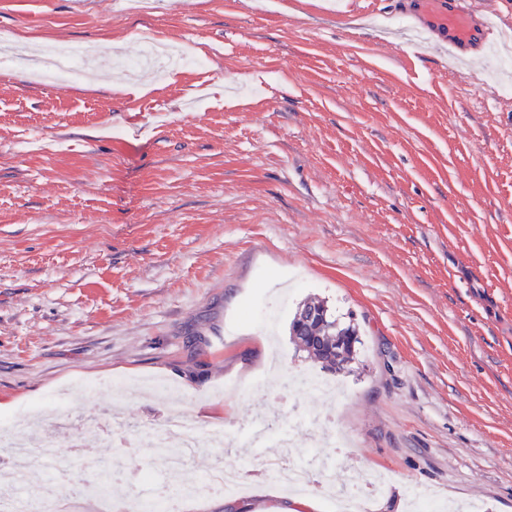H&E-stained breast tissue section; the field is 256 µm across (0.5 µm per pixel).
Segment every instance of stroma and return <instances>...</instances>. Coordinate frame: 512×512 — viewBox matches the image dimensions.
I'll return each instance as SVG.
<instances>
[{
	"label": "stroma",
	"instance_id": "1",
	"mask_svg": "<svg viewBox=\"0 0 512 512\" xmlns=\"http://www.w3.org/2000/svg\"><path fill=\"white\" fill-rule=\"evenodd\" d=\"M418 11L0 0L21 61L0 64V428L32 416L58 443L22 490L95 481L80 442L118 473L111 500L172 495L222 451L170 469L143 426L243 429L261 409L308 408L346 446L306 429L293 460L333 462L320 478L336 492L389 473L366 512H409L420 486L512 512V51L469 53L450 74L444 33L413 41ZM145 36L203 67L38 78L45 45L106 59ZM310 298L359 331L353 360L326 374L332 396L293 384L321 371L290 335ZM114 378L128 384L117 397ZM88 417L118 421L133 447L79 431Z\"/></svg>",
	"mask_w": 512,
	"mask_h": 512
}]
</instances>
